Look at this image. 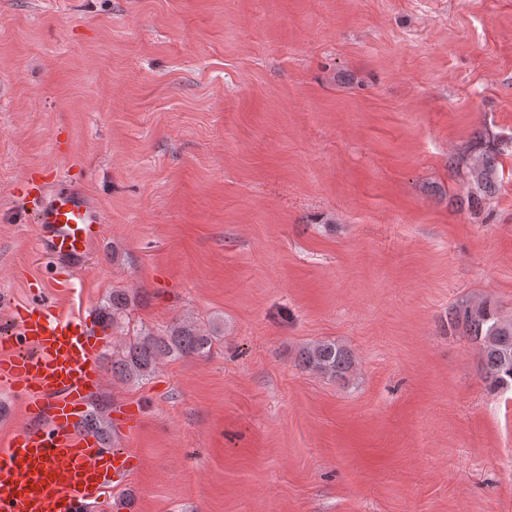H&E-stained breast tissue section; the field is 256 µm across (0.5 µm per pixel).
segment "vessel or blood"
I'll use <instances>...</instances> for the list:
<instances>
[{
	"label": "vessel or blood",
	"mask_w": 512,
	"mask_h": 512,
	"mask_svg": "<svg viewBox=\"0 0 512 512\" xmlns=\"http://www.w3.org/2000/svg\"><path fill=\"white\" fill-rule=\"evenodd\" d=\"M25 193L51 273L16 310L0 383L17 392L27 416L49 423L0 449V512H88L127 480L133 457L86 426V398L102 383L101 345L86 320L58 312L54 291L72 288L104 238V219L68 181H31Z\"/></svg>",
	"instance_id": "obj_1"
}]
</instances>
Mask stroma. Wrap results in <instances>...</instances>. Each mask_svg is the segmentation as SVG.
I'll use <instances>...</instances> for the list:
<instances>
[{
    "mask_svg": "<svg viewBox=\"0 0 512 512\" xmlns=\"http://www.w3.org/2000/svg\"><path fill=\"white\" fill-rule=\"evenodd\" d=\"M512 0H0V333L42 276L30 176L82 184L105 239L58 294L104 331L137 465L95 512H512V388L456 304L512 321ZM460 160L461 169L451 161ZM188 324L210 353L126 381ZM351 355L339 378L304 347ZM497 153L498 150L495 145H487L484 153L485 157H482L481 163L472 167L467 174V177L485 193H491L495 188L494 175ZM211 343L210 336L186 326L174 325L160 334L140 330L129 340L118 359H114L112 353V372L127 381H142L151 375L158 359L203 356ZM300 365L306 371L336 378L347 372L351 358L348 351L336 343L318 342L302 351Z\"/></svg>",
    "mask_w": 512,
    "mask_h": 512,
    "instance_id": "stroma-1",
    "label": "stroma"
}]
</instances>
